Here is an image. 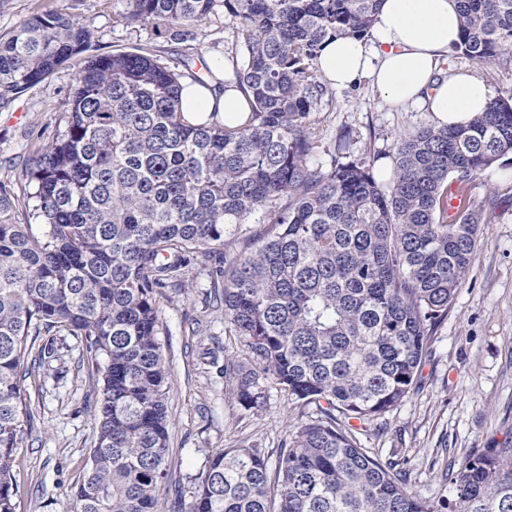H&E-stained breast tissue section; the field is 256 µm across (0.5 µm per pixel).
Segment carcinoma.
Returning a JSON list of instances; mask_svg holds the SVG:
<instances>
[{
	"mask_svg": "<svg viewBox=\"0 0 512 512\" xmlns=\"http://www.w3.org/2000/svg\"><path fill=\"white\" fill-rule=\"evenodd\" d=\"M381 0H127L123 18L180 43L216 6L245 48L230 83L244 123L188 124L182 68L139 52L83 56L90 31L58 11L0 37V100L59 65L78 64L63 126L23 170L42 231L12 220L0 185V512H16L14 451L30 417L29 355L56 356L58 336L103 361L91 407L96 440L67 512H158L166 478L170 359L158 299L193 289L224 313L245 362H224V388L247 410L264 381L303 420L269 464L263 448H223L194 478L185 512H512V444L483 448L445 477L450 495L421 496L398 460L361 437L410 393L428 342L475 261L478 226L498 203L458 191L512 154V91L466 126L424 123L395 135L393 171L377 180L371 151L342 132L314 161L334 97L315 60L338 35L361 38ZM456 49L477 65L512 67V0H459ZM270 230L252 250L248 220Z\"/></svg>",
	"mask_w": 512,
	"mask_h": 512,
	"instance_id": "cac0c4a2",
	"label": "carcinoma"
}]
</instances>
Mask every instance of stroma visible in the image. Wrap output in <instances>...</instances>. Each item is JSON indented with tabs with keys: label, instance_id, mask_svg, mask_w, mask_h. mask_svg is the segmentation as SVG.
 <instances>
[{
	"label": "stroma",
	"instance_id": "stroma-1",
	"mask_svg": "<svg viewBox=\"0 0 512 512\" xmlns=\"http://www.w3.org/2000/svg\"><path fill=\"white\" fill-rule=\"evenodd\" d=\"M61 8L90 31L93 55L141 51L173 66L190 51L219 60L244 57L223 10L198 26L188 47L157 36L152 26L126 24L121 18L126 0H0V35ZM77 70L75 61L64 62L41 83L0 103V184L20 188L26 159L52 137L69 109ZM16 112L24 113L23 123H11ZM320 117V161H327L345 128L352 133V155L371 150L378 165L389 168L395 135L430 114L420 105L387 102L365 79L337 90ZM493 170V176H479L466 188L474 205L492 196L500 203L494 221L480 227L474 268L435 329L410 394L384 415L383 433L363 440L379 458L405 461L413 487L428 498L446 494L445 471L458 468L473 450L512 441V154ZM193 280L192 292H169L158 304L163 352L173 360L168 477L159 492L164 512H179L178 491H190V478L213 452L252 445L276 454L298 419L291 399L275 384H268L267 404L259 412L244 409L225 392L221 370L225 360L240 356L242 346L225 336L219 312L191 331L187 319L199 313L208 285L205 275ZM57 349L58 360L43 364L23 383L32 416L15 450L16 512H64L96 438L90 379L78 364V343L68 336Z\"/></svg>",
	"mask_w": 512,
	"mask_h": 512
}]
</instances>
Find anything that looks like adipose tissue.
<instances>
[{"instance_id": "1", "label": "adipose tissue", "mask_w": 512, "mask_h": 512, "mask_svg": "<svg viewBox=\"0 0 512 512\" xmlns=\"http://www.w3.org/2000/svg\"><path fill=\"white\" fill-rule=\"evenodd\" d=\"M459 26L457 0H382L371 37L328 42L317 68L336 86L367 79L392 104L422 103L437 125H463L484 111L493 92L467 72L440 77L455 51ZM207 65L201 82L184 83V118L195 125L201 114L214 111L224 122H236L248 109L244 94L221 86L223 64L211 59Z\"/></svg>"}]
</instances>
